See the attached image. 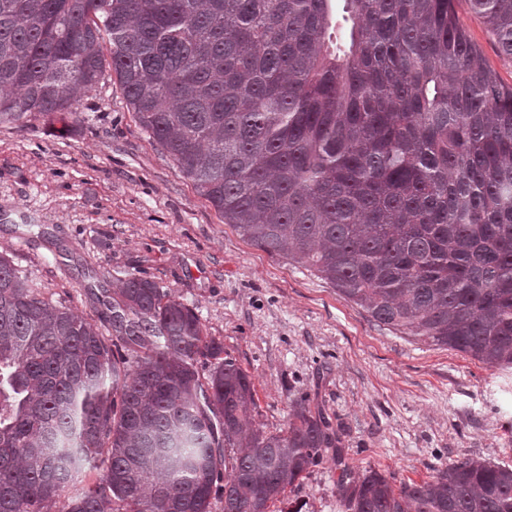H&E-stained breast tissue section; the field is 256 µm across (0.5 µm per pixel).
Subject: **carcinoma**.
I'll list each match as a JSON object with an SVG mask.
<instances>
[{"instance_id": "carcinoma-1", "label": "carcinoma", "mask_w": 512, "mask_h": 512, "mask_svg": "<svg viewBox=\"0 0 512 512\" xmlns=\"http://www.w3.org/2000/svg\"><path fill=\"white\" fill-rule=\"evenodd\" d=\"M512 57V0H469ZM0 0V125L65 121L115 73L224 223L373 322L512 367V86L453 0ZM351 23L345 46L341 22ZM109 44L104 56L102 44ZM107 341L0 255V512H270L341 438L322 410L255 419L250 375L193 308L127 274ZM210 363L206 377L200 359ZM347 512H512V467L396 489L343 470ZM105 464L100 460L95 463L85 464L75 475L73 480L68 483L56 498V503L52 505L51 510L60 509L64 502L75 498L84 492L88 487L94 486L102 478Z\"/></svg>"}]
</instances>
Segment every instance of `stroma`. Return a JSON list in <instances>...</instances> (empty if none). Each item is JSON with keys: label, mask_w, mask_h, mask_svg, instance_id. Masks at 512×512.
I'll list each match as a JSON object with an SVG mask.
<instances>
[{"label": "stroma", "mask_w": 512, "mask_h": 512, "mask_svg": "<svg viewBox=\"0 0 512 512\" xmlns=\"http://www.w3.org/2000/svg\"><path fill=\"white\" fill-rule=\"evenodd\" d=\"M454 9L511 86L512 59L484 20L468 0ZM73 109L66 128L42 115L0 125V254L44 297L108 338L115 272L156 282L251 376L265 430L286 427L297 404L321 408L353 475L372 468L398 487L466 457L512 466V368L377 325L301 264L245 241L152 142L113 72ZM339 476L324 458L271 512H342Z\"/></svg>", "instance_id": "obj_1"}]
</instances>
